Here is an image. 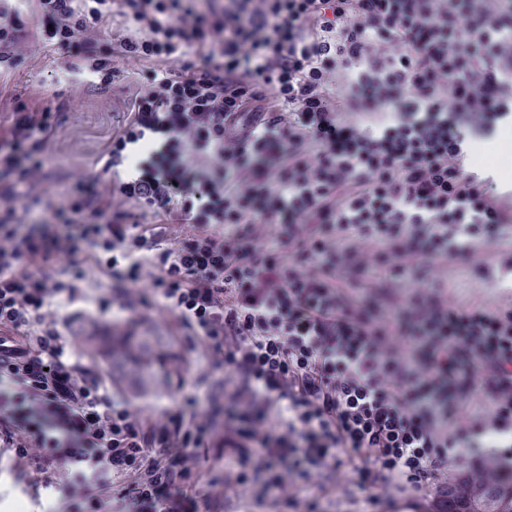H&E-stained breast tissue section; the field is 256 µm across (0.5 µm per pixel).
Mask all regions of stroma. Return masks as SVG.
Here are the masks:
<instances>
[{
    "label": "stroma",
    "instance_id": "obj_1",
    "mask_svg": "<svg viewBox=\"0 0 512 512\" xmlns=\"http://www.w3.org/2000/svg\"><path fill=\"white\" fill-rule=\"evenodd\" d=\"M43 82L52 83L54 89L48 107L61 115L47 140L51 190L40 202L47 210L65 192L72 168L83 169L87 190H95L103 177L96 160L122 129L138 82L130 77L104 86L82 80L71 71L68 57L36 42L19 67L0 77V113L11 107L13 98L25 97ZM448 294L460 301H477L497 297L498 292L479 278L473 264L462 261L449 268ZM50 499L47 491L41 498L33 497L13 469L10 450L0 447V512H42Z\"/></svg>",
    "mask_w": 512,
    "mask_h": 512
}]
</instances>
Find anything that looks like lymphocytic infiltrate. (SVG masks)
Masks as SVG:
<instances>
[{"mask_svg": "<svg viewBox=\"0 0 512 512\" xmlns=\"http://www.w3.org/2000/svg\"><path fill=\"white\" fill-rule=\"evenodd\" d=\"M33 28L83 78L144 80L100 188L71 172L28 230L56 115L40 88L0 114V446L21 473L68 512H223L228 489L329 512L349 464L371 506L512 466V303L446 288L457 259L512 281V190L472 162L512 127V0H0V71ZM86 260L113 299L81 289ZM91 301L169 314L204 398L107 387L66 349Z\"/></svg>", "mask_w": 512, "mask_h": 512, "instance_id": "f902f5d3", "label": "lymphocytic infiltrate"}]
</instances>
